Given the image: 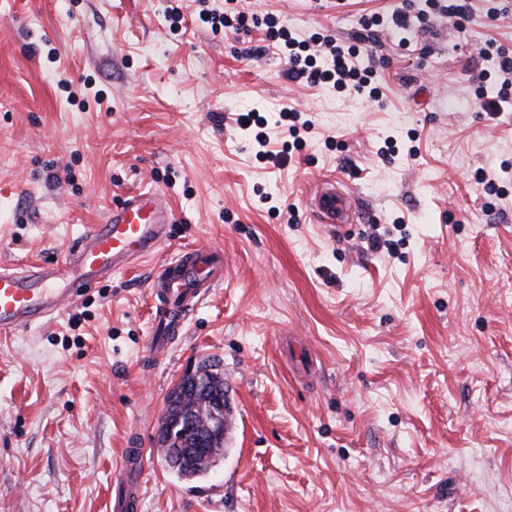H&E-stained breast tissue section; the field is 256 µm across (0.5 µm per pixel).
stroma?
I'll return each instance as SVG.
<instances>
[{"instance_id":"1","label":"stroma","mask_w":512,"mask_h":512,"mask_svg":"<svg viewBox=\"0 0 512 512\" xmlns=\"http://www.w3.org/2000/svg\"><path fill=\"white\" fill-rule=\"evenodd\" d=\"M202 6L0 0V264L59 257L131 192L175 219L151 259L0 338V512H108L128 439L155 442L206 357L234 409L224 456L188 481L152 455L141 512H512V108L474 105L512 9L367 39L363 17L424 0H240L361 44L370 100L288 80L262 30H213ZM289 106L312 125L286 152ZM251 108L277 159L235 123ZM323 177L354 196L345 238L305 206ZM186 246L221 253L224 281L149 365L148 281Z\"/></svg>"}]
</instances>
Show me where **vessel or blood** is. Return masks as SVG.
I'll use <instances>...</instances> for the list:
<instances>
[{"label":"vessel or blood","instance_id":"vessel-or-blood-1","mask_svg":"<svg viewBox=\"0 0 512 512\" xmlns=\"http://www.w3.org/2000/svg\"><path fill=\"white\" fill-rule=\"evenodd\" d=\"M306 204L319 223L341 234L355 210L352 193L333 178L316 181ZM173 214L160 193L123 197L104 223L90 226L60 259L22 268L0 265V335L43 326L116 269L152 256L168 236ZM224 278L217 252L183 249L153 273L149 294L154 329L145 342L149 363L164 359L214 282ZM146 439L133 434L113 486L111 512H139L147 464Z\"/></svg>","mask_w":512,"mask_h":512}]
</instances>
